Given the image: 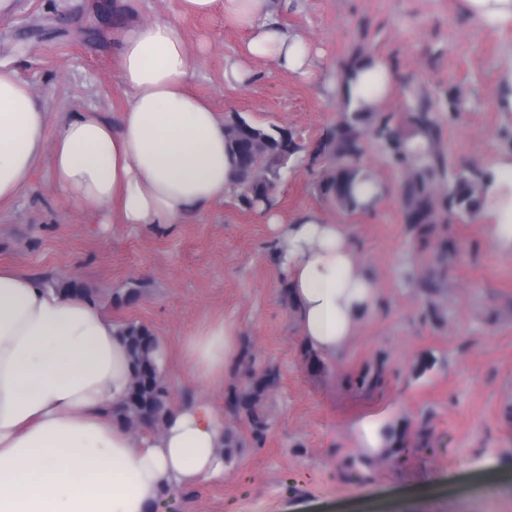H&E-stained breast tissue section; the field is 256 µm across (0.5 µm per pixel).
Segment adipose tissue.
I'll use <instances>...</instances> for the list:
<instances>
[{"label":"adipose tissue","instance_id":"obj_1","mask_svg":"<svg viewBox=\"0 0 512 512\" xmlns=\"http://www.w3.org/2000/svg\"><path fill=\"white\" fill-rule=\"evenodd\" d=\"M220 1L225 19L248 29L250 55L312 74L309 44L279 25L269 0ZM115 41L129 99L114 122L95 112L51 117L26 82L0 70V204L43 166L54 193L105 224H181L234 188L224 122L188 91L197 57L184 29L136 20L119 25ZM397 79L386 60L359 58L337 70L336 102L374 111ZM259 210L284 243L276 262L306 348L319 363L337 360L377 302L352 225L316 210L286 223L275 204ZM481 213L511 253L512 155L488 171ZM235 352L223 321L194 329L183 347L187 382L222 384ZM131 374L96 301L0 265V512H155L181 488L221 477L224 419L210 402L173 409L158 432L114 422Z\"/></svg>","mask_w":512,"mask_h":512}]
</instances>
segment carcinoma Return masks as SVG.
<instances>
[{"mask_svg": "<svg viewBox=\"0 0 512 512\" xmlns=\"http://www.w3.org/2000/svg\"><path fill=\"white\" fill-rule=\"evenodd\" d=\"M365 121L366 118L357 112H345L327 138V146L331 148L339 166L326 183L334 189L333 198L349 211L365 209L354 196L356 177L371 178V175L352 164L363 149L367 135ZM406 124L409 127L407 133L391 126L388 121L375 128L374 133L386 143L397 161L412 167L411 175L401 186V199L407 223L413 225L418 236L426 237L433 231V225L442 220V214L432 203V195L435 181L444 177L446 171L444 157L433 149L437 128L428 98H421L408 112ZM224 128L227 152L240 189V201L248 208L268 201L280 180L281 168L300 150L301 145L288 131L252 125L237 115L228 120ZM411 136L426 141L423 152L411 153L407 150L406 140ZM483 175L484 172L480 170L461 168L448 177V194L445 198L448 211L472 213L478 210ZM119 331L124 337L133 372L128 399L116 413L117 419L131 431L138 430L147 420L151 425L158 426L171 409L168 387L162 375L147 382L138 372L143 364L156 365L159 362L157 347L149 339L152 332L146 325L136 322L120 324ZM239 367L246 373L248 384L241 390L236 386L229 389L227 406L247 423L252 438L259 444L269 429L267 418L259 412V404L266 392L277 383L278 373L273 367L256 372L246 352L240 357Z\"/></svg>", "mask_w": 512, "mask_h": 512, "instance_id": "1", "label": "carcinoma"}]
</instances>
